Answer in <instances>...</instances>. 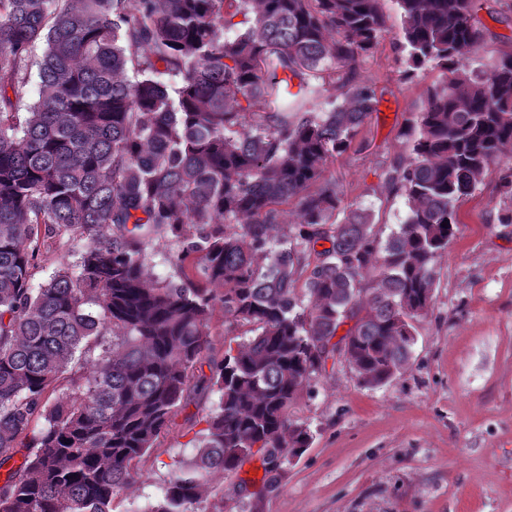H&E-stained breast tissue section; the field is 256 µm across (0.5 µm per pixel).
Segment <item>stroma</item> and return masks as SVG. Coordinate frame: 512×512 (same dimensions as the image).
<instances>
[{
	"instance_id": "stroma-1",
	"label": "stroma",
	"mask_w": 512,
	"mask_h": 512,
	"mask_svg": "<svg viewBox=\"0 0 512 512\" xmlns=\"http://www.w3.org/2000/svg\"><path fill=\"white\" fill-rule=\"evenodd\" d=\"M386 31L362 60L358 77L381 101L351 148L328 167L346 202L370 209L380 238L397 231L403 198L380 178L385 163L409 159L402 131L441 78L425 68L403 77L396 0H381ZM483 51L465 60L482 72L512 49V0L479 10ZM498 166L458 204L459 225L435 262L430 314L416 323L410 363L385 385L365 388L349 367L327 368L291 410L313 442L283 470L276 489L264 481L261 455L232 476L213 471L195 512H512V224H498ZM206 409L178 422L142 475L113 503L144 512L169 478L173 460L190 458Z\"/></svg>"
}]
</instances>
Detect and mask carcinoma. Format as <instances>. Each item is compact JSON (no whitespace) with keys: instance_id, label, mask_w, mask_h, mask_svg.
Returning a JSON list of instances; mask_svg holds the SVG:
<instances>
[{"instance_id":"cac0c4a2","label":"carcinoma","mask_w":512,"mask_h":512,"mask_svg":"<svg viewBox=\"0 0 512 512\" xmlns=\"http://www.w3.org/2000/svg\"><path fill=\"white\" fill-rule=\"evenodd\" d=\"M396 2L405 75L442 79L410 160L383 167L408 212L382 244L326 175L377 111L358 66L380 0H0V512H112L212 395L147 512H192L255 448L273 488L312 443L290 409L328 360L368 388L409 364L457 204L495 164L512 224V51L471 72L480 0ZM217 305L250 333L222 354Z\"/></svg>"}]
</instances>
